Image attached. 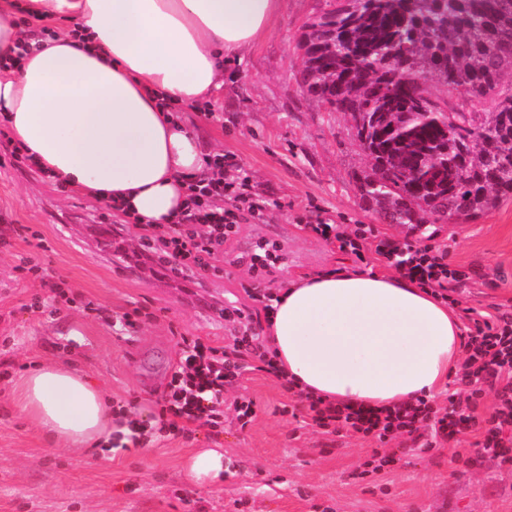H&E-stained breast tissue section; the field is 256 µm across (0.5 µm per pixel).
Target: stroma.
<instances>
[{"mask_svg": "<svg viewBox=\"0 0 512 512\" xmlns=\"http://www.w3.org/2000/svg\"><path fill=\"white\" fill-rule=\"evenodd\" d=\"M326 0H282L268 34L225 64L209 110L179 106L206 153L224 158V178L248 177L267 202L262 218L241 222L224 244L218 271L193 278L163 276L130 260L140 232L112 236L122 215L44 176L0 144V215L30 236L0 244V512H512V464L485 458L472 467L455 455L475 453L476 433L423 448L393 441V462L377 479L356 474L378 443L313 428L303 404L276 378L245 375L224 389L219 429L165 434L92 459L53 444L12 403L13 378L53 360L101 386L113 405L154 419L180 356V336L232 344L244 329L263 332L268 295L291 281L329 270L395 274L364 264L311 232L325 222L357 228L415 247L448 251L463 279L450 295L460 308L512 313V199L462 224L430 221L422 232L386 224L361 198L370 169L350 115L330 112L299 83L303 25ZM220 120L207 118V111ZM277 248L276 268L259 276L248 264L258 244ZM39 275L17 270L20 258ZM63 278L70 303L54 301L42 280ZM249 308L248 323L224 319L228 303ZM94 311H87V304ZM146 318L131 329L123 315ZM253 399L256 414L240 421L233 402ZM199 448L224 451V481L192 482L184 462Z\"/></svg>", "mask_w": 512, "mask_h": 512, "instance_id": "stroma-1", "label": "stroma"}]
</instances>
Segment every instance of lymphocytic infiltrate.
<instances>
[{"mask_svg":"<svg viewBox=\"0 0 512 512\" xmlns=\"http://www.w3.org/2000/svg\"><path fill=\"white\" fill-rule=\"evenodd\" d=\"M190 202L177 223L159 227L146 225L141 236L142 255L177 275L193 273L203 256L223 253L224 243L238 222L261 216L265 203L252 192L248 178L227 182L202 178L190 186ZM230 197L236 209L210 207L215 197ZM314 232L334 242L343 253L366 261L368 256L392 259L397 270L438 298L460 281L451 268L448 252L437 246L414 248L379 238L371 228L347 231L343 225L320 223ZM182 354L172 375L170 394L161 406L160 430L186 432L196 424L217 428L224 415V385L227 381L257 370L275 375L285 390L294 384L280 371L259 334L235 339L233 345L216 347L198 337H182ZM465 358L460 387L441 406L427 398L392 406L367 409L335 403L306 394L313 426L327 434L349 432L386 444L420 429L431 431L434 442L449 441L459 429L480 436L478 445L485 456L512 461V313L484 315L467 326L463 342ZM493 390L490 412L479 410L485 390Z\"/></svg>","mask_w":512,"mask_h":512,"instance_id":"obj_1","label":"lymphocytic infiltrate"}]
</instances>
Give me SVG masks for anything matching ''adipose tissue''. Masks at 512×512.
Returning a JSON list of instances; mask_svg holds the SVG:
<instances>
[{
  "instance_id": "obj_1",
  "label": "adipose tissue",
  "mask_w": 512,
  "mask_h": 512,
  "mask_svg": "<svg viewBox=\"0 0 512 512\" xmlns=\"http://www.w3.org/2000/svg\"><path fill=\"white\" fill-rule=\"evenodd\" d=\"M38 17L75 22L36 37L0 0V116L13 143L47 176L138 224L174 223L188 186L211 175L202 144L174 112L207 101L224 61L270 29L280 0H28ZM29 43L19 53L21 43ZM296 388L356 406L433 397L459 358L461 327L415 282L343 269L291 283L266 324ZM17 407L59 444L105 455L118 424L102 389L46 363L13 383Z\"/></svg>"
}]
</instances>
